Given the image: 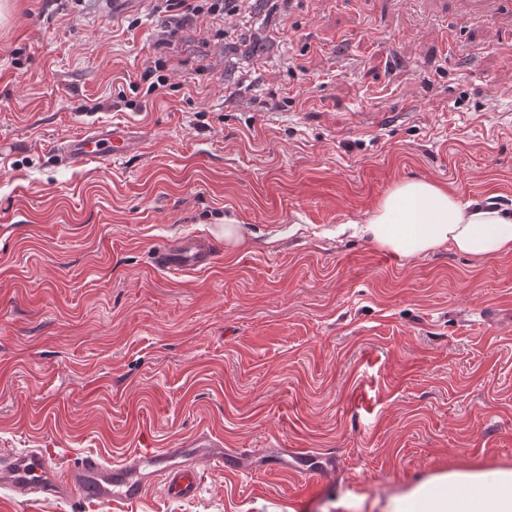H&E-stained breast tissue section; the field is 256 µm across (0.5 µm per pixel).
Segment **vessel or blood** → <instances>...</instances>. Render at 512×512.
Wrapping results in <instances>:
<instances>
[{
	"label": "vessel or blood",
	"instance_id": "1",
	"mask_svg": "<svg viewBox=\"0 0 512 512\" xmlns=\"http://www.w3.org/2000/svg\"><path fill=\"white\" fill-rule=\"evenodd\" d=\"M135 145L129 126L102 125L64 140L55 155L60 162L79 165L124 156ZM215 260L210 243L201 238H187L153 254L154 266L170 272L207 269ZM201 457L214 469L227 467L223 438L202 431L181 447L137 448L112 462L89 454L63 471L51 464L46 449L26 448L0 456V487L27 503L66 499L77 493L85 501L108 506L115 501L137 502L157 483L168 498L190 500L199 492L196 461Z\"/></svg>",
	"mask_w": 512,
	"mask_h": 512
}]
</instances>
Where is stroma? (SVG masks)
<instances>
[{
  "label": "stroma",
  "mask_w": 512,
  "mask_h": 512,
  "mask_svg": "<svg viewBox=\"0 0 512 512\" xmlns=\"http://www.w3.org/2000/svg\"><path fill=\"white\" fill-rule=\"evenodd\" d=\"M6 2L0 453L64 470L208 430L239 463L199 459L192 500L0 489V512H382L437 472L512 467V256L408 260L354 230L405 180L512 204V0H248L225 39L202 17L170 49L150 0ZM112 124L138 150L53 160ZM187 237L210 269L153 267ZM165 69V64L161 59H156L148 63L145 67L143 77L148 78V80L153 79V81L148 85L147 93H163L169 84L167 74H161Z\"/></svg>",
  "instance_id": "stroma-1"
}]
</instances>
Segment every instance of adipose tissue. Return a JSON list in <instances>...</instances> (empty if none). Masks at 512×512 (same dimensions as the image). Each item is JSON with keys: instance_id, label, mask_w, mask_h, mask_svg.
Wrapping results in <instances>:
<instances>
[{"instance_id": "adipose-tissue-1", "label": "adipose tissue", "mask_w": 512, "mask_h": 512, "mask_svg": "<svg viewBox=\"0 0 512 512\" xmlns=\"http://www.w3.org/2000/svg\"><path fill=\"white\" fill-rule=\"evenodd\" d=\"M360 232L405 259L445 246L478 257L512 255V209L425 180H406L386 193ZM385 509L512 512V468L474 464L443 471L392 496Z\"/></svg>"}]
</instances>
